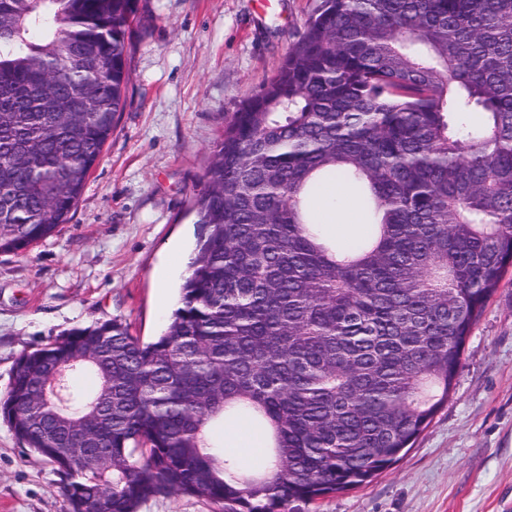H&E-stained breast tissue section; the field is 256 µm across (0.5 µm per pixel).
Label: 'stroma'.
<instances>
[{"mask_svg":"<svg viewBox=\"0 0 512 512\" xmlns=\"http://www.w3.org/2000/svg\"><path fill=\"white\" fill-rule=\"evenodd\" d=\"M317 0H138L128 102L68 224L0 254V399L19 355L116 319L149 342L176 309L191 211L224 125L271 78ZM0 512H69L53 466L0 421ZM288 512H512V271L454 389L368 484Z\"/></svg>","mask_w":512,"mask_h":512,"instance_id":"obj_1","label":"stroma"}]
</instances>
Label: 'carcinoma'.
Instances as JSON below:
<instances>
[{"label":"carcinoma","instance_id":"carcinoma-1","mask_svg":"<svg viewBox=\"0 0 512 512\" xmlns=\"http://www.w3.org/2000/svg\"><path fill=\"white\" fill-rule=\"evenodd\" d=\"M136 11L0 0V253L70 221L127 102ZM330 183L364 211L358 236L319 222ZM193 210L162 335L74 328L22 352L0 400L71 512L179 495L286 512L412 446L512 267V0H319L224 127ZM241 419L268 433L248 469L210 439Z\"/></svg>","mask_w":512,"mask_h":512}]
</instances>
